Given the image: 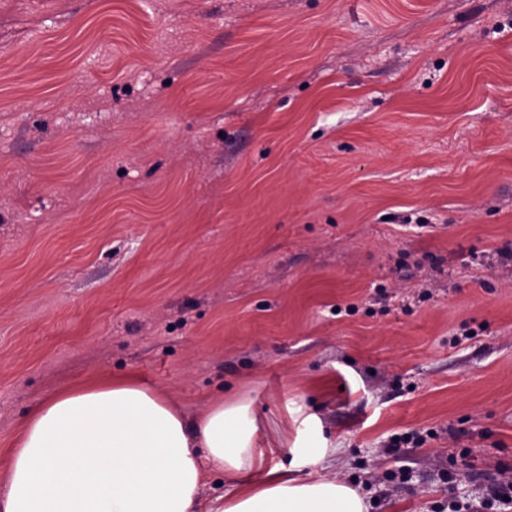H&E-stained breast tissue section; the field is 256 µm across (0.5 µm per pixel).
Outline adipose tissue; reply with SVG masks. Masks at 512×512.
<instances>
[{
  "label": "adipose tissue",
  "instance_id": "obj_1",
  "mask_svg": "<svg viewBox=\"0 0 512 512\" xmlns=\"http://www.w3.org/2000/svg\"><path fill=\"white\" fill-rule=\"evenodd\" d=\"M247 398L194 422L132 374L59 390L20 425L0 512H194L207 480L232 482L215 512H368L345 481L269 465Z\"/></svg>",
  "mask_w": 512,
  "mask_h": 512
}]
</instances>
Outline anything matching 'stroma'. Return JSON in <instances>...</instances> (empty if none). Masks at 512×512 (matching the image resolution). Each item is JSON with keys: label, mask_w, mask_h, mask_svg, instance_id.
Instances as JSON below:
<instances>
[{"label": "stroma", "mask_w": 512, "mask_h": 512, "mask_svg": "<svg viewBox=\"0 0 512 512\" xmlns=\"http://www.w3.org/2000/svg\"><path fill=\"white\" fill-rule=\"evenodd\" d=\"M128 373L368 512L511 469L512 0H0V481Z\"/></svg>", "instance_id": "35a3bbf8"}]
</instances>
